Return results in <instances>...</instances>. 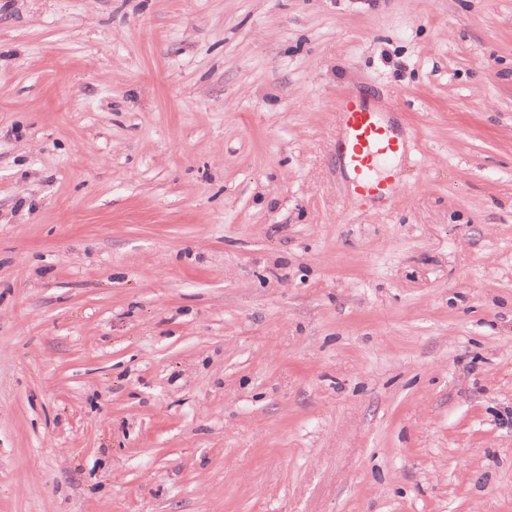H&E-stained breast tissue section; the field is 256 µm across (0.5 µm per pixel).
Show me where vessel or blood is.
Masks as SVG:
<instances>
[{
	"instance_id": "b4317fda",
	"label": "vessel or blood",
	"mask_w": 512,
	"mask_h": 512,
	"mask_svg": "<svg viewBox=\"0 0 512 512\" xmlns=\"http://www.w3.org/2000/svg\"><path fill=\"white\" fill-rule=\"evenodd\" d=\"M336 118V155L350 174L354 193L369 202L395 201L399 182L392 175L380 176L377 167L408 152L410 143L404 130L388 113L356 97L340 103Z\"/></svg>"
}]
</instances>
